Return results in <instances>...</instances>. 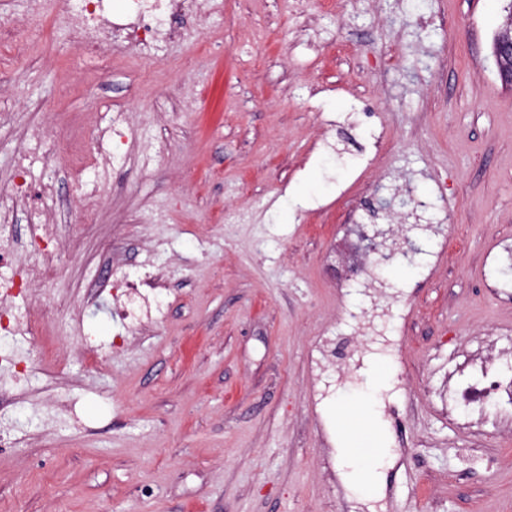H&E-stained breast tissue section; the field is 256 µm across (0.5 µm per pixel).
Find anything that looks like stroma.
<instances>
[{"mask_svg":"<svg viewBox=\"0 0 512 512\" xmlns=\"http://www.w3.org/2000/svg\"><path fill=\"white\" fill-rule=\"evenodd\" d=\"M507 0H216L153 64L76 56L56 0H0V190L33 123L126 110L93 223L47 138L33 183L62 248L27 301L52 325L0 347L35 365L0 391V512H512V409L448 406L471 357L512 355V88L491 53ZM416 192L431 230L384 288L341 243L380 195ZM78 247H70V238ZM170 281L137 334L111 313L106 244ZM384 368L386 377L375 376ZM387 454L372 493L342 459L337 405Z\"/></svg>","mask_w":512,"mask_h":512,"instance_id":"stroma-1","label":"stroma"}]
</instances>
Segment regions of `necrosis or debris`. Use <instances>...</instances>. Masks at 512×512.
Masks as SVG:
<instances>
[{"instance_id": "4bbe7bcc", "label": "necrosis or debris", "mask_w": 512, "mask_h": 512, "mask_svg": "<svg viewBox=\"0 0 512 512\" xmlns=\"http://www.w3.org/2000/svg\"><path fill=\"white\" fill-rule=\"evenodd\" d=\"M196 0H125L121 12H113L112 0H65L61 22L74 49L100 53L103 46L134 49L152 59L155 44L177 35L179 19L190 14ZM46 158L45 132L29 126L23 146L15 156L10 194L25 203L29 223L26 244H19L10 225H0V336L37 338L46 332L44 317L22 305L29 288L55 276L58 267V235L46 212L34 204L35 194L50 195V187L35 189L34 166ZM512 394V378L482 370L473 382L455 393L457 403L485 406L502 395Z\"/></svg>"}]
</instances>
